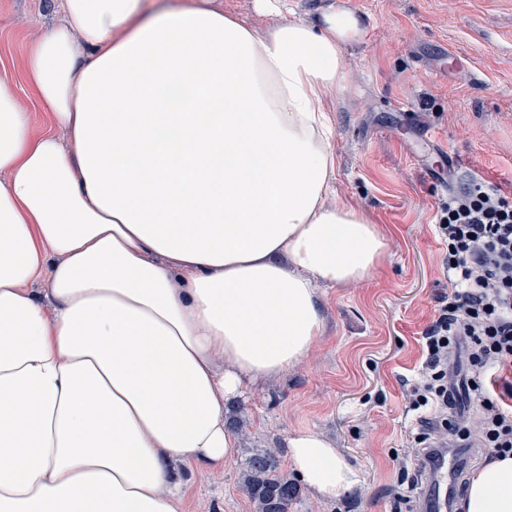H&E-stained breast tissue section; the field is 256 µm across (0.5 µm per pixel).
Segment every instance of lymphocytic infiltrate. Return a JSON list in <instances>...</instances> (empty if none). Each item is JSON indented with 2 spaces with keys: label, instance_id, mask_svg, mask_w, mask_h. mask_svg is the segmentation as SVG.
<instances>
[{
  "label": "lymphocytic infiltrate",
  "instance_id": "obj_1",
  "mask_svg": "<svg viewBox=\"0 0 512 512\" xmlns=\"http://www.w3.org/2000/svg\"><path fill=\"white\" fill-rule=\"evenodd\" d=\"M439 230L453 261L451 291L424 332L426 358L410 402L421 431L415 455L420 474L437 453L429 434L443 424L460 439L477 437L488 454L512 452V402L494 392L502 371L512 368V191L470 178L462 191L449 194ZM463 339L480 408L478 420L466 425L450 414L448 370V356Z\"/></svg>",
  "mask_w": 512,
  "mask_h": 512
}]
</instances>
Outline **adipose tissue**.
I'll use <instances>...</instances> for the list:
<instances>
[{
    "label": "adipose tissue",
    "mask_w": 512,
    "mask_h": 512,
    "mask_svg": "<svg viewBox=\"0 0 512 512\" xmlns=\"http://www.w3.org/2000/svg\"><path fill=\"white\" fill-rule=\"evenodd\" d=\"M255 9L279 23L62 0L21 63L40 126L0 69V512H182L177 465L222 469L238 444L228 399L303 364L322 288L389 252L334 189L329 101L359 16ZM287 445L314 498L359 487L324 435ZM460 510L512 512V454Z\"/></svg>",
    "instance_id": "adipose-tissue-1"
}]
</instances>
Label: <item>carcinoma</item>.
I'll use <instances>...</instances> for the list:
<instances>
[{"instance_id":"obj_1","label":"carcinoma","mask_w":512,"mask_h":512,"mask_svg":"<svg viewBox=\"0 0 512 512\" xmlns=\"http://www.w3.org/2000/svg\"><path fill=\"white\" fill-rule=\"evenodd\" d=\"M240 483L255 512H290L300 494L298 484L283 473L275 448L253 453L241 472Z\"/></svg>"}]
</instances>
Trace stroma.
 Wrapping results in <instances>:
<instances>
[{
  "label": "stroma",
  "instance_id": "obj_1",
  "mask_svg": "<svg viewBox=\"0 0 512 512\" xmlns=\"http://www.w3.org/2000/svg\"><path fill=\"white\" fill-rule=\"evenodd\" d=\"M296 18L348 7L363 20L346 46L347 91L334 100L337 195L384 225L392 247L360 288L322 291L325 332L310 361L252 384L228 403L246 432L223 469L182 471L184 512H253L240 488L247 459L285 448L289 433H323L360 470L362 485L333 501L301 491L291 512H395L399 462L416 432L411 385L420 337L450 288L438 233L448 192L478 176L512 189V0H289ZM61 18L60 0H0V66L35 122L44 111L20 63ZM468 69L447 72L448 53ZM434 131L436 153L419 129Z\"/></svg>",
  "mask_w": 512,
  "mask_h": 512
}]
</instances>
